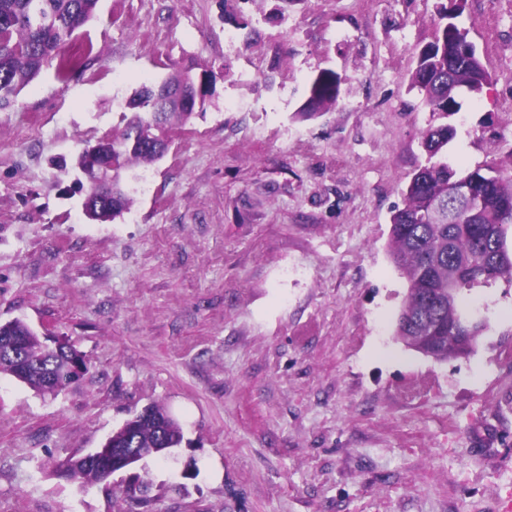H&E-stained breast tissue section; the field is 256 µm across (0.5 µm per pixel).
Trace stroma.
<instances>
[{"mask_svg":"<svg viewBox=\"0 0 512 512\" xmlns=\"http://www.w3.org/2000/svg\"><path fill=\"white\" fill-rule=\"evenodd\" d=\"M441 2L99 0L86 67L0 112V323L90 360L54 397L0 375V512H512V287L463 292L469 356L394 335L390 217L426 129L455 127L457 174H512V0H465L490 80L448 116L410 87ZM181 68L215 74L205 110L89 221L59 160ZM322 69L338 101L299 118ZM150 403L183 428L172 458L55 476Z\"/></svg>","mask_w":512,"mask_h":512,"instance_id":"35a3bbf8","label":"stroma"}]
</instances>
